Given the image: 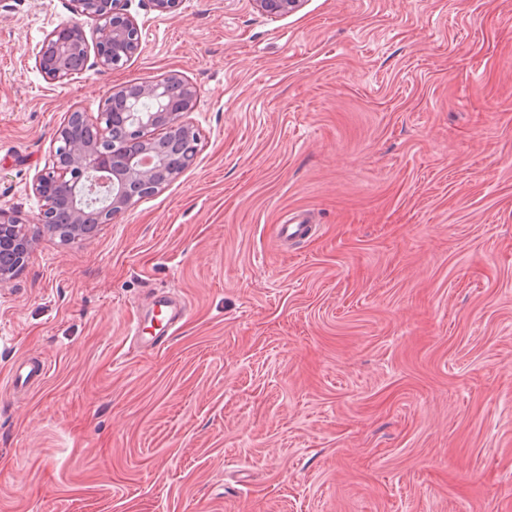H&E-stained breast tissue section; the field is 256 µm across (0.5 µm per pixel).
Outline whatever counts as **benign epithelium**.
<instances>
[{
	"mask_svg": "<svg viewBox=\"0 0 512 512\" xmlns=\"http://www.w3.org/2000/svg\"><path fill=\"white\" fill-rule=\"evenodd\" d=\"M254 2L272 16L293 11L301 0ZM69 10L73 18L50 32L35 54V67L46 81L66 84L90 69L114 70L142 51L139 26L124 12L122 0H69ZM87 20L94 22L89 34ZM198 95L178 72L108 88L100 118L120 121L127 135L126 142L108 149L101 148L105 130L83 112L67 113L56 130L51 165L31 184L44 202L33 220L36 229L0 209V283L21 270L40 239L89 242L99 225L112 222L155 188L159 174L181 173L192 161L190 147L198 136L185 120ZM144 100L154 108L143 110Z\"/></svg>",
	"mask_w": 512,
	"mask_h": 512,
	"instance_id": "1",
	"label": "benign epithelium"
}]
</instances>
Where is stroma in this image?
Masks as SVG:
<instances>
[{"label":"stroma","mask_w":512,"mask_h":512,"mask_svg":"<svg viewBox=\"0 0 512 512\" xmlns=\"http://www.w3.org/2000/svg\"><path fill=\"white\" fill-rule=\"evenodd\" d=\"M124 8L141 53L59 85L34 52L67 0H0L23 220L67 112L200 89L189 167L0 284V512H512V0ZM297 209L319 230L282 245ZM155 292L187 311L142 349ZM48 374L45 361L38 358H30L20 363L12 375V385L17 390H26L34 383L43 381Z\"/></svg>","instance_id":"stroma-1"}]
</instances>
